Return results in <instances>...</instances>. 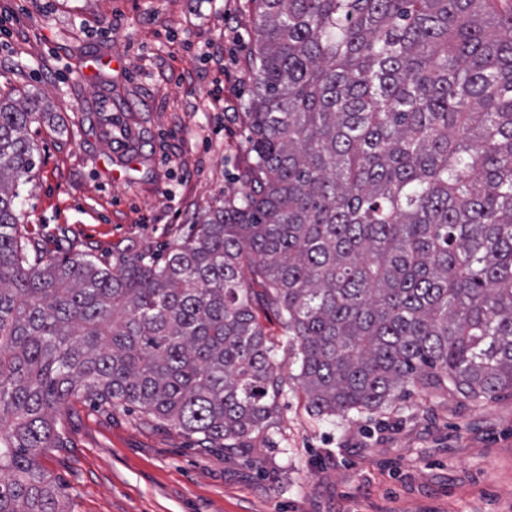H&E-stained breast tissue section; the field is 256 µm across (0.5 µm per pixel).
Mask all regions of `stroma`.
<instances>
[{
	"mask_svg": "<svg viewBox=\"0 0 512 512\" xmlns=\"http://www.w3.org/2000/svg\"><path fill=\"white\" fill-rule=\"evenodd\" d=\"M234 8L240 41L218 55L224 0H0V93L36 96L51 114L31 127L41 155L19 187L42 254L159 259L239 190L254 10ZM220 69L225 109L212 112ZM263 324L285 385L259 454L74 400L58 414L62 447L40 458L73 512H512V396L418 392L318 417L278 321Z\"/></svg>",
	"mask_w": 512,
	"mask_h": 512,
	"instance_id": "obj_1",
	"label": "stroma"
}]
</instances>
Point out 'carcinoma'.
<instances>
[{
  "label": "carcinoma",
  "mask_w": 512,
  "mask_h": 512,
  "mask_svg": "<svg viewBox=\"0 0 512 512\" xmlns=\"http://www.w3.org/2000/svg\"><path fill=\"white\" fill-rule=\"evenodd\" d=\"M257 6L254 162L161 260L31 254L48 112L0 95V512H72L39 461L72 398L249 454L284 387L262 312L316 416L512 395V0Z\"/></svg>",
  "instance_id": "carcinoma-1"
}]
</instances>
